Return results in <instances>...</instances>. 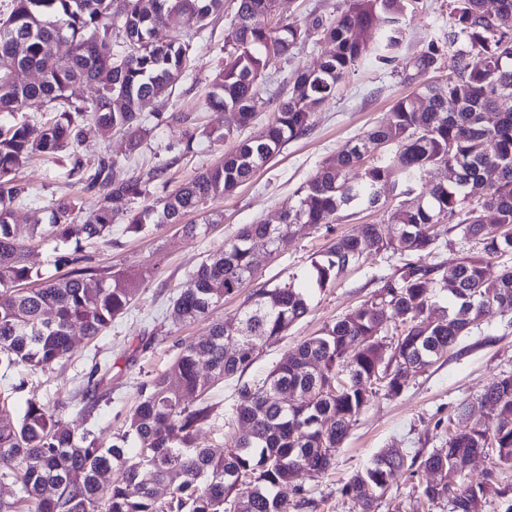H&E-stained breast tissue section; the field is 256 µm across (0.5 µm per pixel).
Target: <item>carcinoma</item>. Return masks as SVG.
Segmentation results:
<instances>
[{
  "instance_id": "cac0c4a2",
  "label": "carcinoma",
  "mask_w": 512,
  "mask_h": 512,
  "mask_svg": "<svg viewBox=\"0 0 512 512\" xmlns=\"http://www.w3.org/2000/svg\"><path fill=\"white\" fill-rule=\"evenodd\" d=\"M0 18V112L49 107L56 115L33 125L0 124V367L46 368L70 357L74 328L94 338L123 315L133 301L140 276L92 265L81 243L106 237L113 199L140 198L165 173L156 167L142 176L119 178L108 156L78 151L86 125L103 137L125 130L137 150L153 130L142 117L145 98L166 99L186 75L193 45L180 38L156 39L163 28H202L224 12V0H12ZM409 0H347L329 16L307 26L278 21L268 29L256 24L273 10V0H236L224 44V62L212 79L210 103L236 113L235 128L253 123L256 78L271 61L286 58L313 36L332 44L317 67L294 73V93L281 101L274 118L252 136L236 140L220 162L135 212L128 230L154 224H182L214 198L234 191L291 140L306 134L316 112L366 57L391 61L402 44V19ZM491 12L485 0H448V73L424 90L399 99L387 122L375 125L342 146L283 207L280 224H247L224 248L210 255L173 301L175 315L194 323L210 316L214 303L240 293L258 274L256 255L277 251L280 240L306 226L334 224L353 206L380 204L381 189L396 193L386 223L333 240L313 278L324 287L370 253L389 252L400 263L398 276L383 280L372 300L325 325L287 354L262 380L240 381L263 343L288 331L309 312L308 295L293 283L257 288L239 324L211 323L205 338L183 348L170 372L141 386V399L125 430L105 446L95 438L76 439L60 418L64 405L27 402L14 418L0 405V482L15 485L19 500L33 512H288L307 508L298 477L318 475L333 465L357 416L381 383L398 395L410 371L430 367L452 350L482 319L512 313V266L493 280L486 259L512 251V0H499ZM385 23L377 43L369 32ZM118 26L122 41H112ZM68 51L59 52L61 43ZM36 72L40 78L29 80ZM97 83L92 99L82 88ZM455 107L448 108V102ZM186 147L198 139L235 140L234 128L184 130ZM496 149L488 151V141ZM381 156L365 163L364 156ZM68 153L67 175L93 194L96 208L86 217L75 198L50 209L45 232L74 243L57 259L64 273L37 288L24 249L17 242L12 204L20 197L17 172L37 157ZM361 168L358 178L348 173ZM456 169V177L426 180L434 169ZM495 172L485 181L487 172ZM422 186L415 193L416 186ZM494 223L484 222L485 212ZM480 245L456 264L420 265L413 257L435 254L444 233ZM448 296L438 307L435 298ZM402 328L393 348L384 342L386 313ZM207 365L202 371L200 364ZM345 386L332 388L336 378ZM236 381L239 405L235 422L248 430L231 432L224 454L196 445L213 405L205 392L218 381ZM491 419L448 437L446 451L410 456L386 448L342 486L360 512H375L376 501L397 474L409 469L434 475L421 488L428 502L443 498L450 512H480L494 469L512 468V375L489 384L478 399ZM494 439V468L477 482L461 480L469 465ZM117 470L122 478L104 483ZM169 489L165 500L158 488Z\"/></svg>"
}]
</instances>
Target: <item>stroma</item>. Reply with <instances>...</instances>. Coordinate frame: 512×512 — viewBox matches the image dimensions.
Masks as SVG:
<instances>
[{"label": "stroma", "instance_id": "35a3bbf8", "mask_svg": "<svg viewBox=\"0 0 512 512\" xmlns=\"http://www.w3.org/2000/svg\"><path fill=\"white\" fill-rule=\"evenodd\" d=\"M233 13V0H225L223 15L215 17L202 32L187 27L160 31L163 40L176 36L191 41L192 68L168 100H146L141 110L147 114L173 112L176 120L167 118L161 122L134 152L130 151L124 132L116 130L104 138L94 127H85L83 153H108L115 162L117 176L122 178L156 165L167 166V185L151 188V195L156 198L214 165L225 151L231 150L234 143L230 140L212 143L201 139L192 147H185L184 126L178 118L188 116L202 128L230 121V113L212 109L207 99L212 76L224 58V38ZM403 27L404 39L394 61L383 63L376 57H367L340 84L335 98L317 113L306 135L289 141L234 192L210 201L205 211L186 215L183 224L196 225L195 235L185 234L182 224L150 226L141 233H130L127 218L143 207V200H113L109 235L88 245L86 252L98 267L145 271L137 298L124 316L95 339L75 334L74 353L68 360L45 371H0V391H11L13 416H21L29 400L49 404L60 401L67 405L65 421L75 435L89 430L100 443L110 444L137 404L142 381L164 374L182 348L207 336L211 320L238 323L246 300L242 294L218 303L211 319L192 324L175 319L171 302L207 254L223 248L225 240L234 237L244 225L258 221L278 223L284 204L295 197L326 159L354 135L386 121L397 100L447 73L448 0H425L424 7L408 9ZM433 44L439 48L436 61L429 67L420 66L419 57ZM329 49L326 43L311 44L291 58L270 64L263 78L254 128L273 119L276 99L291 94L293 72L316 67ZM67 170L65 158L37 159L16 177L22 198L13 205L12 223L25 249V261L32 271L30 284L34 287L56 275L54 261L64 246L47 235L31 236L32 216H48L52 203L58 199L82 198L88 211L96 205L94 196L83 193L80 185L68 179ZM213 213L221 215L220 223H208L207 217ZM383 215L379 207L354 208L352 216L335 224L307 228L289 238L280 255L263 265L259 285L292 282L306 288L310 311L285 335L266 342L262 353L243 373V380L264 377L325 324L373 299L382 278L396 275V262L380 253L348 268L326 287H317L308 278L313 261L321 258L336 237L356 233L364 224L381 223ZM97 361L108 362L109 368L97 386L96 405L87 414L77 392L84 389ZM509 374L512 315H494L425 371L410 374L399 395L377 391L337 449L332 468L316 477L302 476L307 496L315 503L313 512H357L341 488L348 477L369 466L383 449L395 446L426 455L444 448L450 434L487 424L488 417L480 411L477 400L493 379ZM211 402L213 416L199 432L197 443L220 454L224 451V424L232 419L237 404L232 383L215 388ZM430 479V474L424 472L400 473L378 500L376 512H450L447 501L431 505L420 497V485Z\"/></svg>", "mask_w": 512, "mask_h": 512}]
</instances>
